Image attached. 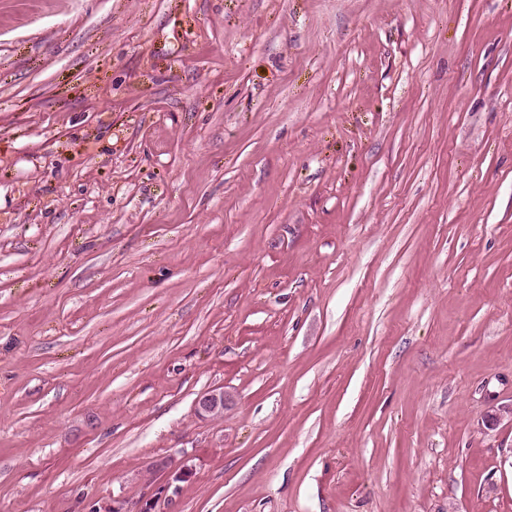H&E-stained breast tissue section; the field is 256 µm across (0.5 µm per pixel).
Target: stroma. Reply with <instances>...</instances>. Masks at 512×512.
Returning <instances> with one entry per match:
<instances>
[{
	"mask_svg": "<svg viewBox=\"0 0 512 512\" xmlns=\"http://www.w3.org/2000/svg\"><path fill=\"white\" fill-rule=\"evenodd\" d=\"M510 403L512 0H0V512H512ZM226 397L223 388H211L202 392L196 399V412L201 416L223 414Z\"/></svg>",
	"mask_w": 512,
	"mask_h": 512,
	"instance_id": "obj_1",
	"label": "stroma"
}]
</instances>
